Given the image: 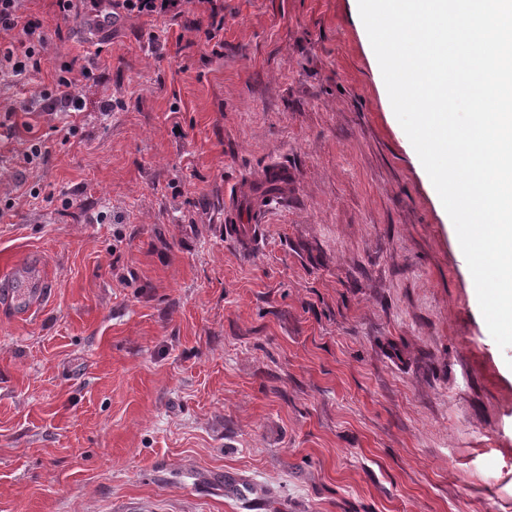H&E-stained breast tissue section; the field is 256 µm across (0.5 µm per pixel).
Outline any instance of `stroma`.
Instances as JSON below:
<instances>
[{
  "mask_svg": "<svg viewBox=\"0 0 512 512\" xmlns=\"http://www.w3.org/2000/svg\"><path fill=\"white\" fill-rule=\"evenodd\" d=\"M21 11L0 275L48 281L0 301V512H512V347L355 0H224L182 51L179 20ZM74 59L82 111L47 109Z\"/></svg>",
  "mask_w": 512,
  "mask_h": 512,
  "instance_id": "35a3bbf8",
  "label": "stroma"
}]
</instances>
